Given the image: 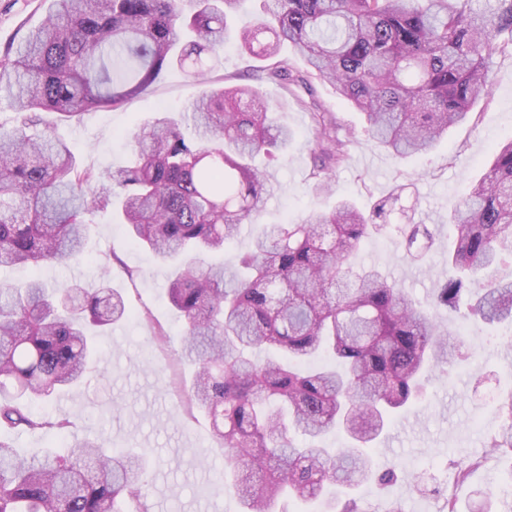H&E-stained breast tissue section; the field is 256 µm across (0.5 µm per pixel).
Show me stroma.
Returning a JSON list of instances; mask_svg holds the SVG:
<instances>
[{
	"label": "stroma",
	"instance_id": "35a3bbf8",
	"mask_svg": "<svg viewBox=\"0 0 512 512\" xmlns=\"http://www.w3.org/2000/svg\"><path fill=\"white\" fill-rule=\"evenodd\" d=\"M50 5L51 0H0V59L14 54L27 33L42 23ZM490 80V98L474 107L467 123L449 129L431 152L402 160L367 137L362 114L344 104L329 83L316 79L308 90L261 83V91L296 138L288 150L258 157L274 190L252 217L251 229L225 247V265H234L249 249L252 230L262 225L309 219L342 198L367 211L403 184L416 203V221L436 232L434 247L413 261L397 237L375 235L361 244L354 262L378 268L415 300L426 301L448 275L450 208L485 172L493 148L512 139L511 56L494 55ZM202 91L194 78L169 68L148 93L122 108L90 111L62 122L48 113L44 120L56 126L82 166L104 171L131 163L128 134L136 123L162 111H181ZM306 101L337 113L344 132L351 135L348 159L332 174L328 194L316 192L308 177L315 134L302 107ZM90 221L86 252L79 262L0 271L1 282L36 276L48 283L78 279L92 285L103 273V258H114L110 285L125 297L131 313L100 337V373L62 392L49 403V411L71 417V438L97 439L115 450L145 453L150 460L146 489L152 512H237V504L223 489V444L213 438L202 412H185L184 394L193 368L179 355L183 323L167 297V268L131 243L111 215L98 213ZM147 312L152 322L144 321ZM435 316L442 327L461 332L474 359L452 366L422 401L394 418L373 454L380 463L397 464L398 478L384 488L372 482L359 487L354 493L358 510L387 512L395 505L399 512H447L452 497L458 512H478L479 494L489 490L498 496L497 512H512V496L501 494L512 482V458L487 453L490 439L504 425L498 407L512 400V326L464 320L444 307L437 308ZM158 327L167 342L155 339ZM476 457L481 466L468 481L456 483L454 461ZM416 480L423 493L412 490Z\"/></svg>",
	"mask_w": 512,
	"mask_h": 512
}]
</instances>
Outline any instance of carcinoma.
<instances>
[{
  "mask_svg": "<svg viewBox=\"0 0 512 512\" xmlns=\"http://www.w3.org/2000/svg\"><path fill=\"white\" fill-rule=\"evenodd\" d=\"M237 3L52 0L16 56L0 60V96L19 109L16 124H0V268L79 260L97 212L115 214L132 243L177 264L168 297L184 317L181 357L196 366L185 404L224 443L239 512H287L273 505L396 478L369 448L425 396L433 372L467 357L431 307L459 311L480 272L512 265V140L450 210V275L422 305L380 271L350 263L374 234H399L412 259L433 247L427 225L405 223L402 186L368 214L342 199L300 224L266 225L231 269L201 261L263 209L272 187L255 155L294 137L257 89L213 85L181 119L135 126L133 162L102 174L80 166L53 132L30 129L44 112L69 121L121 108L173 66L208 83L232 41L272 61L259 81L333 84L365 116L370 139L405 158L432 149L490 96L493 55L512 54V0H261V13L235 27ZM286 43L304 71L280 56ZM310 118V179L327 192L348 141L333 113L316 105ZM467 309L512 323V279L487 285ZM127 314L124 296L104 282L0 285V433L70 434L68 416L25 402L98 372L85 327L109 328ZM320 355L341 367L299 369ZM501 411L507 424L489 448L512 456V402ZM334 430L348 444L331 452L320 441ZM147 473L144 456L109 454L95 440L21 458L0 439V512H150Z\"/></svg>",
  "mask_w": 512,
  "mask_h": 512,
  "instance_id": "cac0c4a2",
  "label": "carcinoma"
}]
</instances>
